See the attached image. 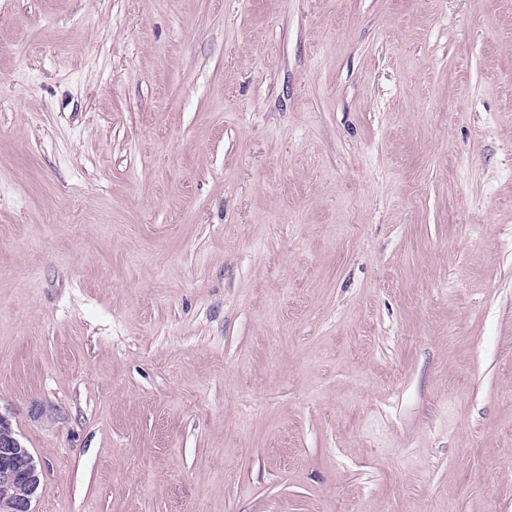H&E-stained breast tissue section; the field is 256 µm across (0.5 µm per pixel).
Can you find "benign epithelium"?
I'll use <instances>...</instances> for the list:
<instances>
[{"instance_id":"benign-epithelium-1","label":"benign epithelium","mask_w":512,"mask_h":512,"mask_svg":"<svg viewBox=\"0 0 512 512\" xmlns=\"http://www.w3.org/2000/svg\"><path fill=\"white\" fill-rule=\"evenodd\" d=\"M42 478V468L33 454L17 438L10 419L0 413V486L23 487L22 495L0 503V512H35Z\"/></svg>"}]
</instances>
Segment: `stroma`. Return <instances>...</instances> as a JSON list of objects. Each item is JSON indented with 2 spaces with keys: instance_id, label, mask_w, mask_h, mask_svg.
I'll return each instance as SVG.
<instances>
[{
  "instance_id": "1",
  "label": "stroma",
  "mask_w": 512,
  "mask_h": 512,
  "mask_svg": "<svg viewBox=\"0 0 512 512\" xmlns=\"http://www.w3.org/2000/svg\"><path fill=\"white\" fill-rule=\"evenodd\" d=\"M0 412L36 512H512V0H0Z\"/></svg>"
}]
</instances>
